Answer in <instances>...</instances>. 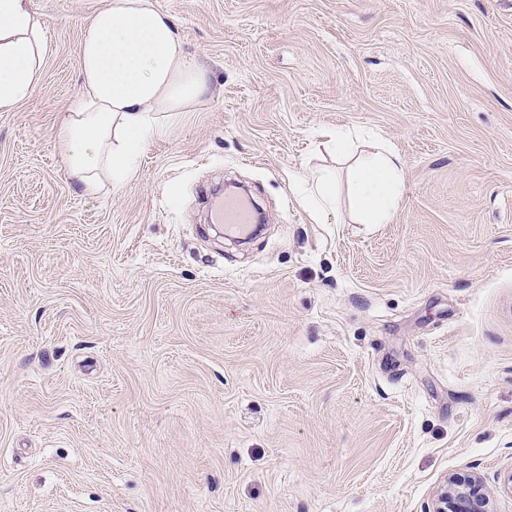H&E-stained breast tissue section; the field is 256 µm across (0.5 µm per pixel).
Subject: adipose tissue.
I'll list each match as a JSON object with an SVG mask.
<instances>
[{
    "instance_id": "obj_1",
    "label": "adipose tissue",
    "mask_w": 512,
    "mask_h": 512,
    "mask_svg": "<svg viewBox=\"0 0 512 512\" xmlns=\"http://www.w3.org/2000/svg\"><path fill=\"white\" fill-rule=\"evenodd\" d=\"M49 44L32 0H0V112H11L43 80ZM81 90L56 130L68 175L87 196L119 188L134 173L149 141L167 136L180 113L208 93L204 69L192 63L168 14L152 0H109L84 25L79 52ZM323 136L350 156L340 205L335 171L314 169L298 181V198L313 223H389L404 196L400 160L385 143L349 155L351 133Z\"/></svg>"
}]
</instances>
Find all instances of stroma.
Here are the masks:
<instances>
[{
	"instance_id": "1",
	"label": "stroma",
	"mask_w": 512,
	"mask_h": 512,
	"mask_svg": "<svg viewBox=\"0 0 512 512\" xmlns=\"http://www.w3.org/2000/svg\"><path fill=\"white\" fill-rule=\"evenodd\" d=\"M210 90L125 185L54 133L107 0H33L52 52L0 112V512H512V0H153ZM386 140L389 224L294 193L324 129ZM267 219L205 221L224 182ZM483 478L474 472L450 473L436 491L429 512H494Z\"/></svg>"
}]
</instances>
